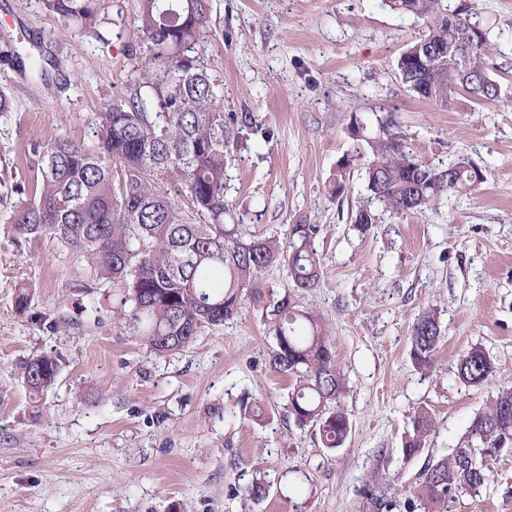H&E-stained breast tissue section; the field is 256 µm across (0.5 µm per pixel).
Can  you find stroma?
<instances>
[{"mask_svg":"<svg viewBox=\"0 0 512 512\" xmlns=\"http://www.w3.org/2000/svg\"><path fill=\"white\" fill-rule=\"evenodd\" d=\"M468 5L487 31L490 73L506 96L448 109L409 92L396 74L426 20L382 0H212L204 44L226 115L224 198L246 232L286 237L314 224L317 287H292L264 271V289L288 293L320 317L347 383L340 399L351 432L322 447L288 417L289 380L268 367L273 343L262 310L245 299L224 326L187 349L155 356L114 321L119 300L90 288L82 264L55 240L16 243L0 222V512H412L429 463L466 445L469 427L499 389L512 386V0ZM137 0H109L95 32L45 14L39 0H0V182L32 179L28 149L60 135L89 143L105 103L139 71ZM57 57L63 84L21 73L16 52ZM391 116L413 155L436 167L465 156L484 173L475 191L420 213H383L360 232L351 219L366 197L359 166L343 195L336 165L353 121ZM31 300L15 306L20 288ZM99 305L98 318L84 308ZM434 310L445 339L432 371L416 370L414 321ZM495 363L476 388L457 376L472 347ZM60 356L52 389L33 402L20 367ZM263 408L262 422L243 402ZM433 417L423 451L401 445L419 410ZM489 480L449 500L447 512H512V444L481 454ZM266 498L250 499L256 479Z\"/></svg>","mask_w":512,"mask_h":512,"instance_id":"stroma-1","label":"stroma"}]
</instances>
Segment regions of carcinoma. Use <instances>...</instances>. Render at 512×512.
<instances>
[{
  "instance_id": "carcinoma-1",
  "label": "carcinoma",
  "mask_w": 512,
  "mask_h": 512,
  "mask_svg": "<svg viewBox=\"0 0 512 512\" xmlns=\"http://www.w3.org/2000/svg\"><path fill=\"white\" fill-rule=\"evenodd\" d=\"M391 10L429 20L428 31L408 44L397 59L402 84L415 95L453 108L457 96L498 101L502 87L490 75L487 33L469 32L468 6L450 10L443 0H383ZM45 13L93 31L105 0H41ZM211 0H138L134 18L141 34V72L127 95L107 101L95 120L94 141L66 136L31 144L34 183L3 182V219L17 243L42 237L57 240L86 263L88 278L120 289L118 322L154 354L171 355L200 334L224 324L240 309L244 290L262 305L272 333L269 369L295 378L288 393V416L299 427L317 428L323 448L343 447L350 430L340 404L345 380L336 368L331 339L322 320L296 307L288 295L264 291L258 275L282 266L300 289L317 287L321 264L314 248L317 226L295 224L290 245L276 236L256 237L233 223L224 199V136L228 133L218 90L201 43L209 29ZM430 44L442 52L417 67L412 58ZM30 76L49 86L56 60L42 53L28 58ZM382 131L368 136L353 125V147L338 165L336 193L344 190V167L363 162L367 201L354 223L365 230L376 223L379 206L393 214L421 212L448 193L465 194L484 174L464 156L434 167L406 150L394 120L382 117ZM204 217L188 221L174 197ZM444 338L437 314L422 312L413 324L410 356L431 371ZM60 359L37 355L21 368L35 399L54 385ZM494 373V362L480 347L459 361L458 377L479 387ZM512 388H504L478 413L470 437L498 447L512 437ZM434 427L420 410L405 436L403 454H419ZM489 479L475 449L459 447L428 465L414 491L423 512H446L448 499L478 490Z\"/></svg>"
}]
</instances>
